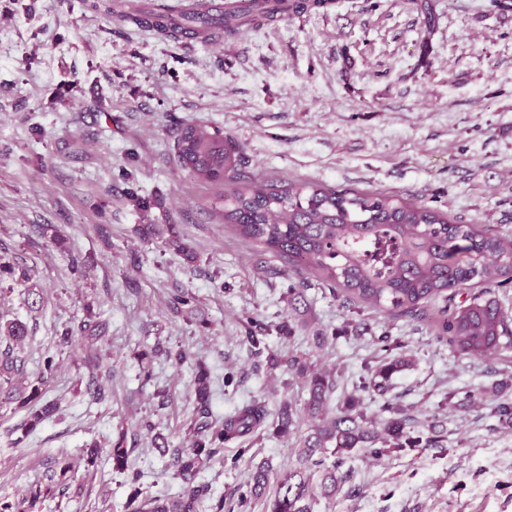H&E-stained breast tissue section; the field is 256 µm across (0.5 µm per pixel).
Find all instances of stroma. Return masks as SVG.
I'll list each match as a JSON object with an SVG mask.
<instances>
[{"label": "stroma", "instance_id": "obj_1", "mask_svg": "<svg viewBox=\"0 0 512 512\" xmlns=\"http://www.w3.org/2000/svg\"><path fill=\"white\" fill-rule=\"evenodd\" d=\"M431 3V32L408 0H334L205 42L131 23L150 0H0V261L15 269L0 274V313L28 324L27 381L46 357L57 362L40 398L57 410L36 428L31 407L0 398V503L36 490L31 512H127L134 493L177 495L169 451L195 412L196 360L210 371L218 422L252 399L303 402L301 380L272 368V355L316 361L335 372L337 396L362 395L386 333L413 356L391 397L437 418L446 437L377 459L352 453L349 480L313 512H512V430L447 402L449 391L499 382L512 401V348L464 359L423 321L333 297L225 223L215 189L175 152L180 127L199 125L236 142L254 182L396 194L512 236V10ZM74 255L84 273H72ZM182 291L195 298L188 315L169 303ZM296 291L308 316L290 304ZM86 321L102 327L95 378L78 332ZM247 323L266 353L241 345ZM180 346L193 354L181 365L166 356ZM120 439L122 472L111 448ZM94 442L95 465L61 478L63 457ZM296 443L268 429L246 451L225 445L199 480L225 512H264L241 499L249 473L264 461L294 467Z\"/></svg>", "mask_w": 512, "mask_h": 512}]
</instances>
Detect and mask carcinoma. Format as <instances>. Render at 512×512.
<instances>
[{
    "label": "carcinoma",
    "mask_w": 512,
    "mask_h": 512,
    "mask_svg": "<svg viewBox=\"0 0 512 512\" xmlns=\"http://www.w3.org/2000/svg\"><path fill=\"white\" fill-rule=\"evenodd\" d=\"M333 0H249L205 24L190 14L159 15L142 10L138 17L171 36L188 35L214 40L231 39L285 16L326 11ZM177 158L199 180L218 189L224 203V221L239 233L283 260L295 270L307 271L335 296L362 303L393 319L430 317L441 340L464 358H485L512 346V312L491 295L489 288L512 284V237L481 224H457L447 214L406 202L394 195L334 188L315 182H274L262 186L238 176L241 155L232 138L203 127L185 125L176 141ZM468 296L458 302L462 291ZM19 319L0 320V373L17 368L14 350L27 337ZM241 343L260 354L266 337L244 326ZM412 364L406 352L369 369L367 389L378 403L367 413L364 401L348 396L332 403L337 379L330 369L299 357L283 358L275 366L303 380L308 398L301 408L285 402L271 412L266 402L253 399L211 420L210 374L203 361L195 364V415L188 427L186 446L172 454V467L182 484L173 497H151L128 503L129 512H202L206 488L200 471L224 444L263 433L267 426L282 436L298 433L300 466L271 481L272 468L256 466L249 493L264 501L266 512H311L315 493L333 498L346 481L343 460L354 451L372 457L405 448H432L438 440L423 437L416 419L387 397L393 374ZM54 372V359H45L38 383L23 396L27 403L41 395ZM461 408H488L512 428V402H490L484 390L468 391L457 401ZM307 423L306 431L300 430ZM332 456V466L316 468Z\"/></svg>",
    "instance_id": "cac0c4a2"
}]
</instances>
